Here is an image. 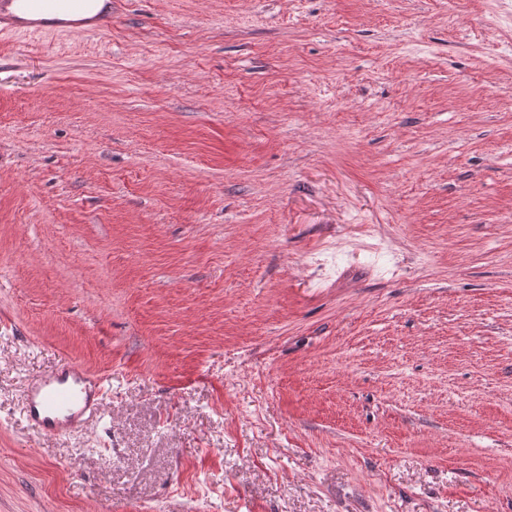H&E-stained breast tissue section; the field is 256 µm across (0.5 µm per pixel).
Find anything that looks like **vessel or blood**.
Returning a JSON list of instances; mask_svg holds the SVG:
<instances>
[{"label":"vessel or blood","mask_w":512,"mask_h":512,"mask_svg":"<svg viewBox=\"0 0 512 512\" xmlns=\"http://www.w3.org/2000/svg\"><path fill=\"white\" fill-rule=\"evenodd\" d=\"M93 0H0V36L106 33L112 9L91 12ZM102 378L79 368L32 380L25 389V409L33 426L63 436L82 430L101 407Z\"/></svg>","instance_id":"obj_1"}]
</instances>
